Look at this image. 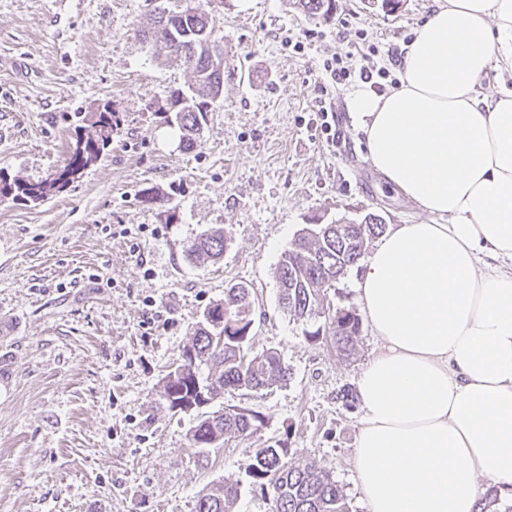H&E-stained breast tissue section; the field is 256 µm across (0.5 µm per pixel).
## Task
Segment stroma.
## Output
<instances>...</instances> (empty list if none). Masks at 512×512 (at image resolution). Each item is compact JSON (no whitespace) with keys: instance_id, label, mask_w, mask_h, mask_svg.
Returning <instances> with one entry per match:
<instances>
[{"instance_id":"obj_1","label":"stroma","mask_w":512,"mask_h":512,"mask_svg":"<svg viewBox=\"0 0 512 512\" xmlns=\"http://www.w3.org/2000/svg\"><path fill=\"white\" fill-rule=\"evenodd\" d=\"M434 6L336 0L325 21L293 0H222L224 95L187 151L162 111L192 75L140 42L151 0H0L1 171L50 177L76 113L108 101L122 119L107 155L52 199H0V313L21 324L0 341V512H194L206 485L244 480L248 451L283 436L295 461L315 459L342 486L351 512H367L353 466L361 411L338 393L378 340L362 324L349 358L310 340L318 323L282 311L275 270L311 224L369 213L389 227L424 221L366 160L351 85L334 93L339 148L326 146L312 106L324 58L356 43L398 77L390 53ZM147 192L159 203H144ZM215 227L223 260L189 262L187 245ZM235 283L255 292L253 351L280 352L291 377L259 395L225 392V405L265 423L204 453L191 415L169 411L159 389L204 310Z\"/></svg>"}]
</instances>
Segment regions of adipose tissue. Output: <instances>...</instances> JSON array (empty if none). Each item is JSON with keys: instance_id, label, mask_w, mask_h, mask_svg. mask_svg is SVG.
<instances>
[{"instance_id": "ef3b65f1", "label": "adipose tissue", "mask_w": 512, "mask_h": 512, "mask_svg": "<svg viewBox=\"0 0 512 512\" xmlns=\"http://www.w3.org/2000/svg\"><path fill=\"white\" fill-rule=\"evenodd\" d=\"M512 0H442L397 86L349 98L373 168L436 224L384 233L357 281L377 336L356 395L368 512H475L512 500Z\"/></svg>"}]
</instances>
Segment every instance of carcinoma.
I'll list each match as a JSON object with an SVG mask.
<instances>
[{"instance_id": "1", "label": "carcinoma", "mask_w": 512, "mask_h": 512, "mask_svg": "<svg viewBox=\"0 0 512 512\" xmlns=\"http://www.w3.org/2000/svg\"><path fill=\"white\" fill-rule=\"evenodd\" d=\"M297 8L309 17L327 20L336 11V0H297ZM141 40L153 54L179 62L193 74L188 91L177 90L171 95L165 122L179 129L183 149H194L207 127L208 113L224 91V50L215 39L213 18L200 5L175 11L160 0L152 26L141 31ZM120 126L119 113L110 102L98 105L74 127L69 158L60 170L40 181L0 172V197L33 206L47 201L103 158ZM384 232L383 220L370 213L357 227L343 224L338 230L334 224H316L303 229L277 267L283 310L305 321L322 317L327 310L328 290L361 259L367 242ZM225 245L224 229H210L194 239L187 255L217 261L224 257ZM209 310L224 313L226 324L219 328L205 316L193 326L191 344L165 376L159 398L176 413L195 406L189 429L191 442L197 448L219 449L225 442L244 439L264 425V417L247 408L211 409L224 397V391L258 394L287 382L291 372L278 351H251V288L241 283L230 285L224 289V298ZM328 330L340 355L354 354L360 332V318L354 311L339 309L332 313ZM292 456L286 438L254 449L243 463L247 488L269 496L273 512H349L343 488L316 460L296 464ZM240 496V482H216L199 492L194 512H235Z\"/></svg>"}]
</instances>
